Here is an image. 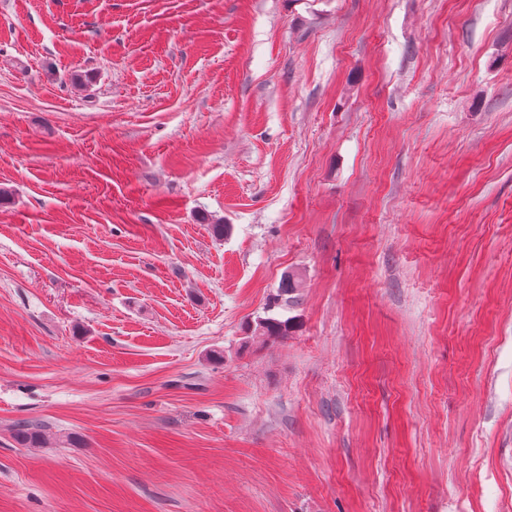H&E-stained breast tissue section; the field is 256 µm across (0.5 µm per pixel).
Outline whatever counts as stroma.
<instances>
[{
	"mask_svg": "<svg viewBox=\"0 0 512 512\" xmlns=\"http://www.w3.org/2000/svg\"><path fill=\"white\" fill-rule=\"evenodd\" d=\"M0 189V512H512V0H0Z\"/></svg>",
	"mask_w": 512,
	"mask_h": 512,
	"instance_id": "35a3bbf8",
	"label": "stroma"
}]
</instances>
